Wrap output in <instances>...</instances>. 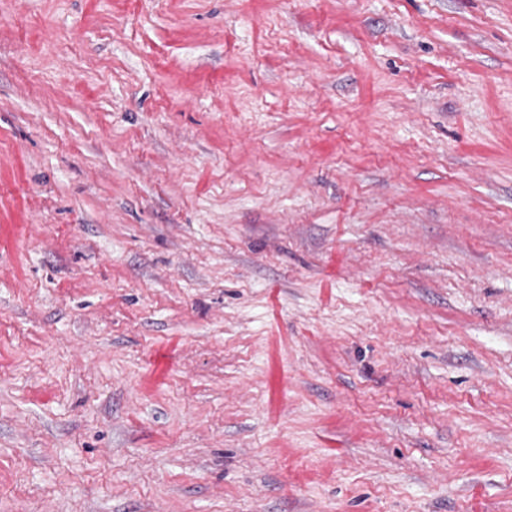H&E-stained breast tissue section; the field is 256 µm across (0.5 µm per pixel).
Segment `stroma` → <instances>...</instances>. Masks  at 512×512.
<instances>
[{
    "label": "stroma",
    "instance_id": "obj_1",
    "mask_svg": "<svg viewBox=\"0 0 512 512\" xmlns=\"http://www.w3.org/2000/svg\"><path fill=\"white\" fill-rule=\"evenodd\" d=\"M0 512H512V0H0Z\"/></svg>",
    "mask_w": 512,
    "mask_h": 512
}]
</instances>
